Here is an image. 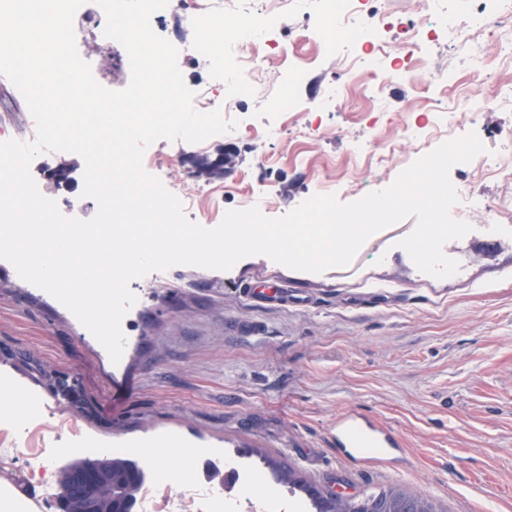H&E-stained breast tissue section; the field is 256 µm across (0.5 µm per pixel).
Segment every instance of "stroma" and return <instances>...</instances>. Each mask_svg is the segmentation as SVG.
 I'll return each mask as SVG.
<instances>
[{
	"label": "stroma",
	"mask_w": 512,
	"mask_h": 512,
	"mask_svg": "<svg viewBox=\"0 0 512 512\" xmlns=\"http://www.w3.org/2000/svg\"><path fill=\"white\" fill-rule=\"evenodd\" d=\"M461 63L452 81L422 92L391 85L381 101L348 90L331 113L283 117L280 142L214 137L207 152L184 143L180 189L195 199L199 184H249L277 193L288 213L336 176V197L382 187L395 168L367 166L353 155V137L374 132L392 140L398 157L430 150L431 141L404 133L402 121L433 129L439 106L458 86L474 95L497 92L495 109L474 130L490 150L512 132V38L503 37L487 74L471 78ZM219 161L200 173V157ZM68 164L75 182L45 195L66 208L81 204L92 218L96 201L83 196V158L48 152L45 168ZM458 189L495 200L468 214L471 232L445 243L460 264L437 279L417 269L399 242L412 232L406 219L370 236L347 266L320 273L295 271L264 255L226 271L177 265L131 282L137 301L123 320L119 362L52 295L0 273V376L23 384L33 403L24 415L0 411V498L38 512L39 478L25 458L41 449L48 471L66 458L59 448L133 449L170 442L197 450L185 491L224 484V445L236 440L281 453L290 464L346 497L402 485L440 502L446 512H512V241L481 256L484 229L512 226V189L496 177L458 166ZM279 281L307 296L306 306L259 305L246 285ZM354 410L392 430L402 461L365 456L340 469L329 442L337 415Z\"/></svg>",
	"instance_id": "1"
}]
</instances>
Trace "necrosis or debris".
Here are the masks:
<instances>
[{
    "label": "necrosis or debris",
    "mask_w": 512,
    "mask_h": 512,
    "mask_svg": "<svg viewBox=\"0 0 512 512\" xmlns=\"http://www.w3.org/2000/svg\"><path fill=\"white\" fill-rule=\"evenodd\" d=\"M241 2L242 14L235 22L224 25L217 24L200 0H169L167 8L151 18L155 26L171 16L199 29V39L179 45V54L203 57L212 65L222 66L225 84L220 90L207 84L199 86L194 91L193 106L201 112L217 109L225 118L238 120L234 131L238 137L252 130L251 125L242 122L238 102L243 95L260 88L261 78L270 64L277 62L283 66L289 84H298L307 77L308 72L301 63L289 61L287 47L288 42L301 40L304 34L317 39L322 56L341 57L345 83L329 85L322 96L307 102L283 92L269 94L268 101L275 112L302 108L331 111L348 83L355 84L368 99L382 94L397 81L423 86L437 84L441 74L420 73L414 60L442 35L447 37L449 46L466 47L469 67L479 72L485 66L487 46L512 34V0H465L469 21L464 26L456 23L450 0H417V16L411 25L413 37L403 46L399 70L392 72L387 68L392 48L384 34L396 22L385 12H378L372 24L363 25L355 16L356 0H313L315 17L300 31L289 23L295 0ZM105 25L103 11L95 0H87L74 17L77 42H93L96 50L110 61H127L125 48L105 37ZM497 103L496 94L474 101L466 90H458L439 124L452 130L473 123L480 113L494 109ZM35 135V120L26 102L20 100L16 86L0 85V141L30 142ZM138 509L139 512H270V503L264 498L230 499L206 487L173 494L162 483L151 481L139 492Z\"/></svg>",
    "instance_id": "4bbe7bcc"
}]
</instances>
